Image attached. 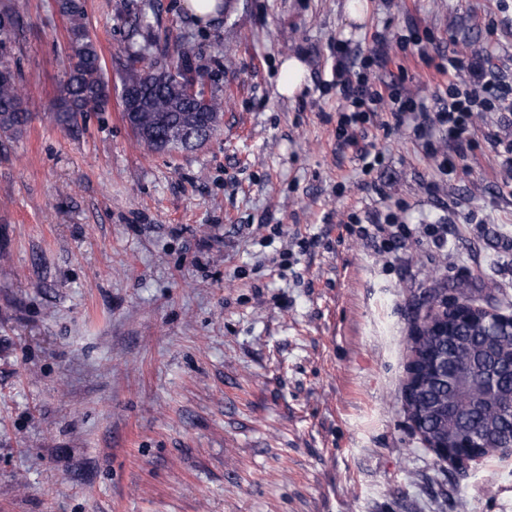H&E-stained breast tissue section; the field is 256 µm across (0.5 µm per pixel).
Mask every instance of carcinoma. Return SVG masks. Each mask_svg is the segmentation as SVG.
Returning <instances> with one entry per match:
<instances>
[{"label": "carcinoma", "instance_id": "1", "mask_svg": "<svg viewBox=\"0 0 512 512\" xmlns=\"http://www.w3.org/2000/svg\"><path fill=\"white\" fill-rule=\"evenodd\" d=\"M59 14L68 21L66 78L60 85L52 119L73 126L91 112H104L110 100L97 39L85 23L83 0H55ZM155 15L153 0H142L134 13V31L150 30ZM27 22L11 4H0V59L14 55ZM155 42L147 39L125 56L121 63V88L149 92L148 105L138 112L122 113L135 135L156 134L165 144L164 153L190 150L177 140L189 111L199 117V129L218 125L224 115V98L210 95L200 102L188 95L194 86L204 87L210 79L201 63V52L192 37L182 38L175 55L155 56ZM26 85L18 72L0 79V134L21 137L30 112L18 103ZM439 312L431 310L413 338L414 376L407 410L425 442L448 450L469 440L468 452L486 459L502 452L501 435L512 430V328L505 325L497 336L483 335L479 320L452 324L438 333L433 322Z\"/></svg>", "mask_w": 512, "mask_h": 512}]
</instances>
